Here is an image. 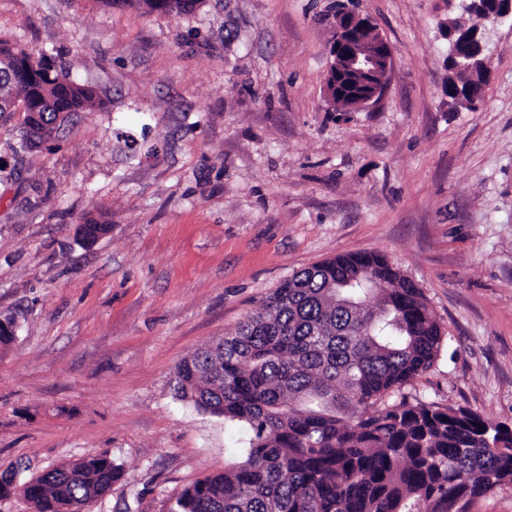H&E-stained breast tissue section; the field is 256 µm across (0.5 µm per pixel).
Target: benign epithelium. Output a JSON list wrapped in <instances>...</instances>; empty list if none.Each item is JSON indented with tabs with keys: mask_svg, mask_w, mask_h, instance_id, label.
<instances>
[{
	"mask_svg": "<svg viewBox=\"0 0 512 512\" xmlns=\"http://www.w3.org/2000/svg\"><path fill=\"white\" fill-rule=\"evenodd\" d=\"M459 5L457 22L448 26L450 64L457 69L487 70V31L512 20V0H448ZM338 36L328 46L325 96L331 106L347 103L357 112L376 105L394 70V53L377 24L354 8H346L336 24Z\"/></svg>",
	"mask_w": 512,
	"mask_h": 512,
	"instance_id": "1",
	"label": "benign epithelium"
}]
</instances>
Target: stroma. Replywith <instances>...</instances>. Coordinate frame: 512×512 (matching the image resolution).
<instances>
[{"label":"stroma","instance_id":"35a3bbf8","mask_svg":"<svg viewBox=\"0 0 512 512\" xmlns=\"http://www.w3.org/2000/svg\"><path fill=\"white\" fill-rule=\"evenodd\" d=\"M331 0H0V41L102 106L29 143L0 116V473L109 454L88 512H168L239 457L235 423L175 397L180 362L296 271L360 251L442 327L410 402L512 425V26L477 108L449 100L447 0H357L393 47L380 102L331 111ZM109 224L86 241L87 217Z\"/></svg>","mask_w":512,"mask_h":512}]
</instances>
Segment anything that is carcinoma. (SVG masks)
I'll return each mask as SVG.
<instances>
[{
    "label": "carcinoma",
    "mask_w": 512,
    "mask_h": 512,
    "mask_svg": "<svg viewBox=\"0 0 512 512\" xmlns=\"http://www.w3.org/2000/svg\"><path fill=\"white\" fill-rule=\"evenodd\" d=\"M187 12L197 0H142ZM0 113L52 126L100 104L45 57L0 42ZM35 60L38 68L29 67ZM442 328L422 290L380 253L339 254L284 280L260 312L185 358L173 391L237 423L242 458L186 487L170 512H452L512 484V429L468 408L386 398L433 364ZM101 454L54 467L20 494L70 512L112 489Z\"/></svg>",
    "instance_id": "cac0c4a2"
}]
</instances>
